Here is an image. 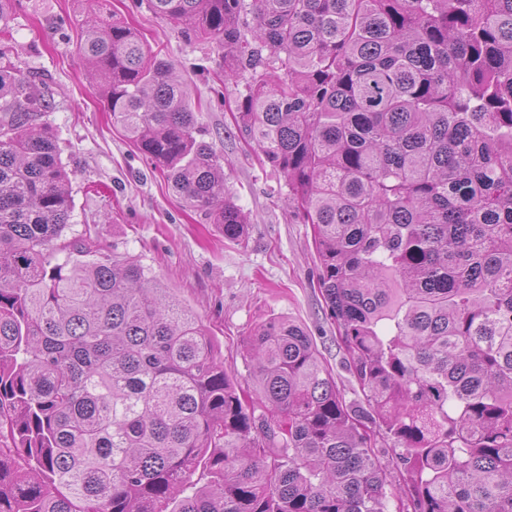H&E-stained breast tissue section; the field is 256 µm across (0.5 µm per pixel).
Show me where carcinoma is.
Here are the masks:
<instances>
[{
	"instance_id": "1",
	"label": "carcinoma",
	"mask_w": 512,
	"mask_h": 512,
	"mask_svg": "<svg viewBox=\"0 0 512 512\" xmlns=\"http://www.w3.org/2000/svg\"><path fill=\"white\" fill-rule=\"evenodd\" d=\"M0 0V512H512V0H147L222 50L311 225L362 398L286 318L247 404L200 317L87 228ZM94 89L183 206L246 217L174 65L85 0ZM391 441L378 456L368 425ZM403 467V484L389 479Z\"/></svg>"
}]
</instances>
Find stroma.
<instances>
[{"label":"stroma","mask_w":512,"mask_h":512,"mask_svg":"<svg viewBox=\"0 0 512 512\" xmlns=\"http://www.w3.org/2000/svg\"><path fill=\"white\" fill-rule=\"evenodd\" d=\"M111 9L175 66L191 98L201 102L197 121L224 155L227 186L248 217L247 236L240 243L227 241L217 225L186 211L135 143L113 125L79 52L81 0H20L8 27L19 66L45 80L54 103L45 120L72 180L70 232L91 228L149 267L199 314L241 387L249 386L254 368L250 334L268 319L285 317L311 336L344 397L359 398L317 286L311 227L288 206L287 189L236 129L241 88L221 79L218 48L189 39L152 13L146 0H111Z\"/></svg>","instance_id":"35a3bbf8"}]
</instances>
